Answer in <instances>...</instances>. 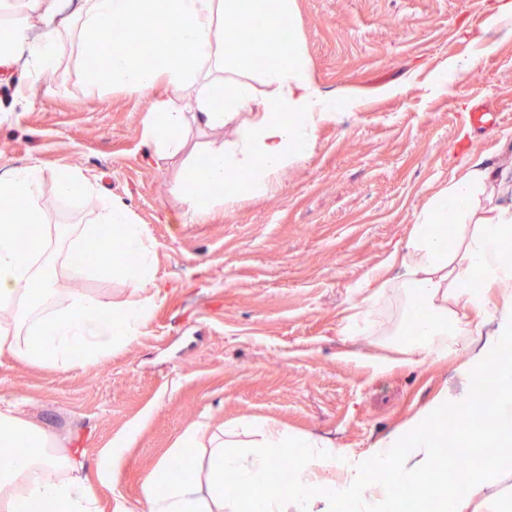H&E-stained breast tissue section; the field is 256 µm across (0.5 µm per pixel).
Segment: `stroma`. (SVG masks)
I'll list each match as a JSON object with an SVG mask.
<instances>
[{
	"instance_id": "35a3bbf8",
	"label": "stroma",
	"mask_w": 512,
	"mask_h": 512,
	"mask_svg": "<svg viewBox=\"0 0 512 512\" xmlns=\"http://www.w3.org/2000/svg\"><path fill=\"white\" fill-rule=\"evenodd\" d=\"M487 2L296 0L314 83L351 104L265 194L198 220L177 186L182 157L143 137L166 91L88 82L79 0L64 5L51 91L21 67L0 72V173L39 164L54 224L123 202L155 253L161 297L124 346L65 370L0 356V406L81 449L89 471L122 451L118 479L95 487L100 512H148L144 481L198 422L274 421L358 460L466 393L468 352L409 362L398 298L377 308L375 334L340 329L396 275L419 212L468 161L497 177L483 206L512 205V32L489 25ZM476 104L491 114L480 129L462 120ZM63 167L95 193L58 196Z\"/></svg>"
}]
</instances>
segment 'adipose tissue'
I'll list each match as a JSON object with an SVG mask.
<instances>
[{
    "mask_svg": "<svg viewBox=\"0 0 512 512\" xmlns=\"http://www.w3.org/2000/svg\"><path fill=\"white\" fill-rule=\"evenodd\" d=\"M42 18V35L30 40L26 22L0 21V69L24 61L40 75L54 68L63 23L57 0H27ZM259 0H83L81 15L88 37L83 54L91 84L143 94L166 81L172 97L199 85L193 114L171 100L146 111L144 135L159 153L173 157L184 147L190 124L220 129L233 123V142H210L202 160L185 165L179 189L195 217L218 204L232 205L244 195L269 189L291 162L308 156L320 121L334 117L340 101L313 83L298 32L284 20L295 0H275L265 25L250 22ZM243 30L230 41L228 28ZM157 64L146 67L144 55ZM268 67L254 73L257 57ZM250 119L241 120L242 111ZM493 174L480 163L436 194L421 211L399 256L401 275L385 290L364 298L341 329L353 338L368 335L385 291L403 299V322L416 358L468 347L477 326L473 312L486 310L485 290L500 303L490 310L496 328L471 355L466 373L472 390L455 401H440L407 428L377 443L370 458L348 461L343 451L273 423L251 428L245 449H236L224 431L197 423L179 439L174 456L161 462L144 484L148 512H335L347 494L355 512H425L430 498L441 497L448 512H512V473L495 457L484 459L464 484L432 477L436 444L431 422L452 420L465 429L480 397L495 401V418L472 441L481 448L498 443L512 428V364L495 353L512 341V258L503 243L512 237V208L482 209ZM0 443L16 446L0 467V512H98L92 480L81 450L58 448L41 427L14 411H0ZM288 457L296 479L270 481L274 462ZM341 466L345 480L322 481L321 471ZM383 469L389 481H371ZM232 483H225V474Z\"/></svg>",
    "mask_w": 512,
    "mask_h": 512,
    "instance_id": "1",
    "label": "adipose tissue"
}]
</instances>
